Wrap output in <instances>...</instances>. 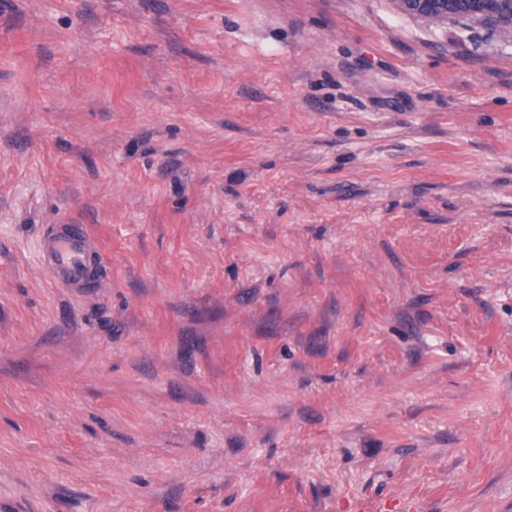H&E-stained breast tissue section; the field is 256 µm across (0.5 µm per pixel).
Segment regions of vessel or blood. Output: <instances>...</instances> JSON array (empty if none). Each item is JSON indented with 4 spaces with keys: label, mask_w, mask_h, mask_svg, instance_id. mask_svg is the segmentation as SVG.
I'll list each match as a JSON object with an SVG mask.
<instances>
[{
    "label": "vessel or blood",
    "mask_w": 512,
    "mask_h": 512,
    "mask_svg": "<svg viewBox=\"0 0 512 512\" xmlns=\"http://www.w3.org/2000/svg\"><path fill=\"white\" fill-rule=\"evenodd\" d=\"M92 242L82 225L56 224L43 237V260L51 277L67 288H88L96 273Z\"/></svg>",
    "instance_id": "vessel-or-blood-1"
}]
</instances>
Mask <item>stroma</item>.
<instances>
[{
	"mask_svg": "<svg viewBox=\"0 0 512 512\" xmlns=\"http://www.w3.org/2000/svg\"><path fill=\"white\" fill-rule=\"evenodd\" d=\"M0 512H512V44L0 0ZM92 242L81 224H54L43 237V260L51 277L66 288H90L96 273Z\"/></svg>",
	"mask_w": 512,
	"mask_h": 512,
	"instance_id": "obj_1",
	"label": "stroma"
}]
</instances>
